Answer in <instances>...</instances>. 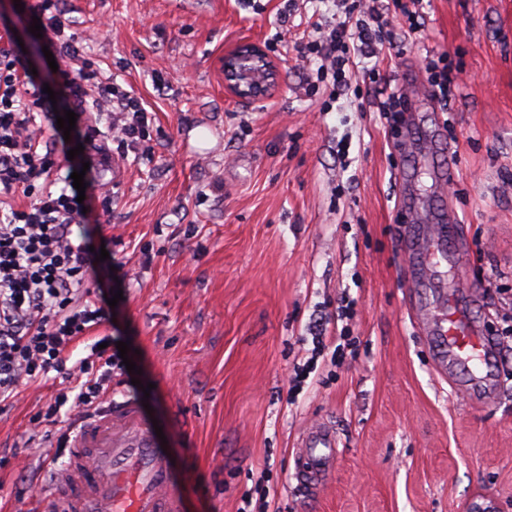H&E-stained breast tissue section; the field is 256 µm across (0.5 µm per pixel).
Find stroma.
Returning a JSON list of instances; mask_svg holds the SVG:
<instances>
[{
    "instance_id": "obj_1",
    "label": "stroma",
    "mask_w": 512,
    "mask_h": 512,
    "mask_svg": "<svg viewBox=\"0 0 512 512\" xmlns=\"http://www.w3.org/2000/svg\"><path fill=\"white\" fill-rule=\"evenodd\" d=\"M61 0L93 68L151 113L145 140L116 148L123 181L94 161L99 185L75 233L112 242L102 274L122 293L114 319L70 354L111 336L129 343L139 385L112 379L116 400L148 401L186 512H512V0H424L425 30L384 54L359 96L307 94L294 45L328 21L325 0ZM28 12L0 0V53L57 88ZM259 42L279 64L272 96L253 104L224 88L219 63L235 42ZM446 54L469 82L434 117L454 154L449 186L410 165L380 104L393 88L417 103L429 56ZM413 167L418 193L452 211L460 235L435 288L461 289L498 347L496 400L481 407L438 370L414 314L396 241L410 225L395 175ZM359 346L344 364L321 358L298 396L289 380L317 322L336 327L341 296ZM152 383L150 394L142 384ZM56 383L22 386L0 412V512H47L53 474L30 444L31 419ZM336 427L323 487L298 490L294 455L311 425Z\"/></svg>"
}]
</instances>
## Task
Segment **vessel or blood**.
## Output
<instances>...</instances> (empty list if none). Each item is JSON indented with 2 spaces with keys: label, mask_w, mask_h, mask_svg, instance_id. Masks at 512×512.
<instances>
[{
  "label": "vessel or blood",
  "mask_w": 512,
  "mask_h": 512,
  "mask_svg": "<svg viewBox=\"0 0 512 512\" xmlns=\"http://www.w3.org/2000/svg\"><path fill=\"white\" fill-rule=\"evenodd\" d=\"M459 227L441 210L430 224L415 226L400 243L412 262V287H426L441 264H450L449 240ZM422 331L439 367L464 370L473 399L489 402L490 383L482 364L495 351L492 337L472 322L459 296L422 310ZM336 460V433L325 424L310 426L298 440L297 486L320 488ZM47 497L51 512H182L183 492L153 430L134 401H111L73 428L66 466L57 471Z\"/></svg>",
  "instance_id": "1"
}]
</instances>
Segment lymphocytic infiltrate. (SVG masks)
Instances as JSON below:
<instances>
[{
	"mask_svg": "<svg viewBox=\"0 0 512 512\" xmlns=\"http://www.w3.org/2000/svg\"><path fill=\"white\" fill-rule=\"evenodd\" d=\"M59 0L30 6L46 33L53 56L70 60L60 72V91L76 117L88 107L106 113L113 140L129 144L141 139L148 124L141 98L87 64L74 40L64 39ZM333 21L298 48L301 61L318 60L316 86L331 96L347 94L358 63L394 46L393 22L405 18L407 31H423L418 10L403 0H334ZM56 124L53 104L29 86L13 59L0 60V196H23L20 207L0 205V410L21 385L56 375L64 382L45 412L33 424L56 423L62 409L86 417L97 411L112 391V376L123 371L116 342L91 345L90 353L68 364L69 348L106 316V302L90 289L101 264L86 238H73L71 226L83 214L73 185L55 187V156L68 150L65 140L41 147L39 122Z\"/></svg>",
	"mask_w": 512,
	"mask_h": 512,
	"instance_id": "f902f5d3",
	"label": "lymphocytic infiltrate"
}]
</instances>
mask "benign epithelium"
Wrapping results in <instances>:
<instances>
[{"mask_svg":"<svg viewBox=\"0 0 512 512\" xmlns=\"http://www.w3.org/2000/svg\"><path fill=\"white\" fill-rule=\"evenodd\" d=\"M224 88L254 103L270 98L277 85L278 67L258 42L242 40L224 52Z\"/></svg>","mask_w":512,"mask_h":512,"instance_id":"obj_1","label":"benign epithelium"}]
</instances>
